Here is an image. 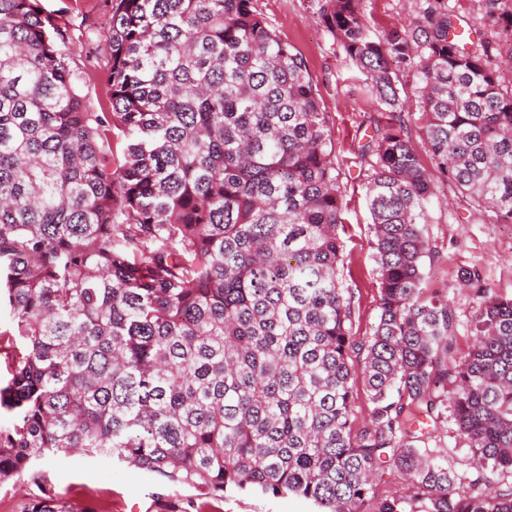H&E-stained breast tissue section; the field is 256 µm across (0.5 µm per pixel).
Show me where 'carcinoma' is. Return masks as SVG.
<instances>
[{"mask_svg":"<svg viewBox=\"0 0 512 512\" xmlns=\"http://www.w3.org/2000/svg\"><path fill=\"white\" fill-rule=\"evenodd\" d=\"M363 3L312 0L389 115L362 146L379 315L358 342L326 113L254 0H112L109 112L87 110L40 0H0V483H47L35 461L80 454L164 479L159 512H187L183 487L196 512L247 491L321 512H512V297L463 274L474 345L452 362L448 297L421 288L434 184L397 118L408 69L438 172L512 224V79L491 42L467 48L448 0L381 34ZM485 20L512 48V0ZM357 374L371 413L355 430ZM447 407L470 476L430 447ZM388 469L404 494L370 511Z\"/></svg>","mask_w":512,"mask_h":512,"instance_id":"obj_1","label":"carcinoma"}]
</instances>
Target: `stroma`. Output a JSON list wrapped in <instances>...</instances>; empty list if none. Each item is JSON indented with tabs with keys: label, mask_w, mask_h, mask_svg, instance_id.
I'll return each instance as SVG.
<instances>
[{
	"label": "stroma",
	"mask_w": 512,
	"mask_h": 512,
	"mask_svg": "<svg viewBox=\"0 0 512 512\" xmlns=\"http://www.w3.org/2000/svg\"><path fill=\"white\" fill-rule=\"evenodd\" d=\"M40 2L56 17L67 46L84 70L83 93L89 111H106V70L98 32L109 17L107 0ZM255 8L305 57L327 114L344 206V222L339 229L344 243L341 277L352 297L351 334L361 339L372 334L379 315V283L372 257L361 148L370 141L377 125L385 123L386 115L364 94L365 75L338 50L313 15L309 0H255ZM414 8V0H364L366 19L378 33L400 26ZM399 80L406 92L404 128L421 163L432 167L421 132L415 80L405 70L400 71ZM434 182L435 195L422 224L430 248L423 288L426 294L448 298L456 327L453 359L460 363L469 352V325L476 309V301L461 287L460 277L467 270L479 269L487 287L512 296V224L496 223L442 177H435ZM434 445L445 449L449 470L470 473L469 446L457 434L453 421L439 423ZM36 466L48 471L49 484L26 478L0 484V512H30L34 503L45 499L69 507H90L94 512H156L153 500L163 490L156 477L111 460L78 455L48 457L37 461ZM218 512H318V508L294 496L238 494L225 497Z\"/></svg>",
	"instance_id": "35a3bbf8"
}]
</instances>
